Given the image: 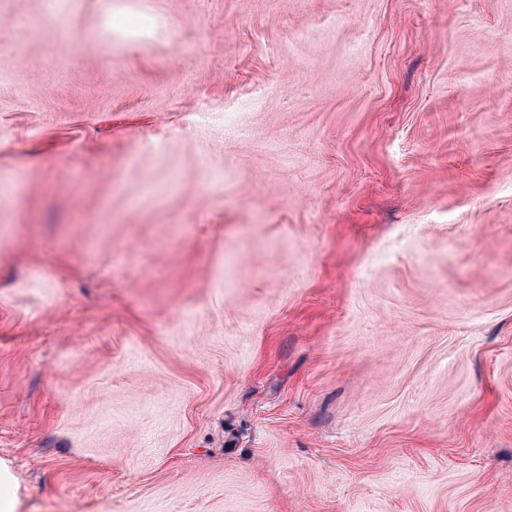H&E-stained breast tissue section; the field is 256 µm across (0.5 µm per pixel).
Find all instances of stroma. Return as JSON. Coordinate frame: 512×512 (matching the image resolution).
<instances>
[{"mask_svg":"<svg viewBox=\"0 0 512 512\" xmlns=\"http://www.w3.org/2000/svg\"><path fill=\"white\" fill-rule=\"evenodd\" d=\"M19 512H512V0H0Z\"/></svg>","mask_w":512,"mask_h":512,"instance_id":"stroma-1","label":"stroma"}]
</instances>
